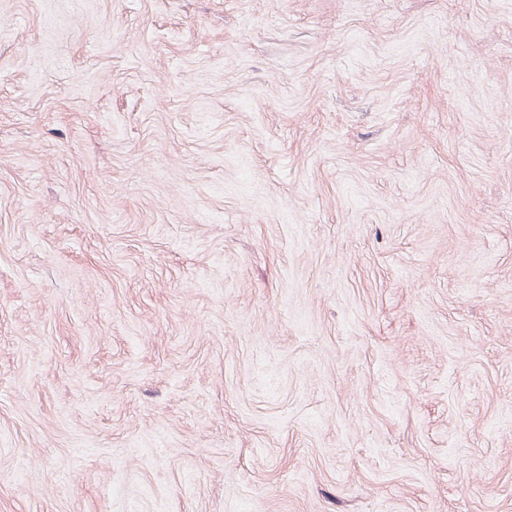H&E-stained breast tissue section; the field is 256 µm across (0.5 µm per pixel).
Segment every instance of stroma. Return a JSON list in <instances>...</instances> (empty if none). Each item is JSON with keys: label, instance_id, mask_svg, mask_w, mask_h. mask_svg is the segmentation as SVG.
Listing matches in <instances>:
<instances>
[{"label": "stroma", "instance_id": "obj_1", "mask_svg": "<svg viewBox=\"0 0 512 512\" xmlns=\"http://www.w3.org/2000/svg\"><path fill=\"white\" fill-rule=\"evenodd\" d=\"M0 512H512V0H0Z\"/></svg>", "mask_w": 512, "mask_h": 512}]
</instances>
